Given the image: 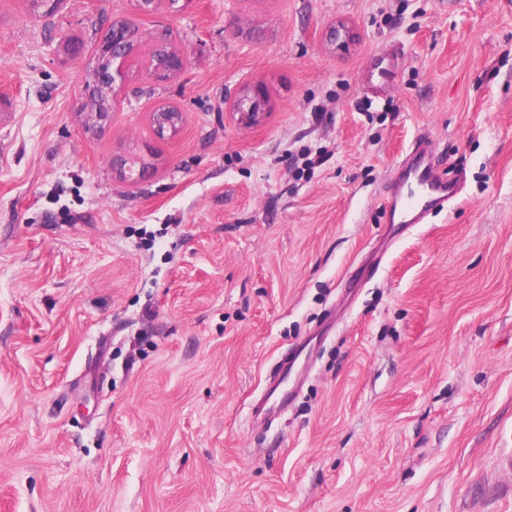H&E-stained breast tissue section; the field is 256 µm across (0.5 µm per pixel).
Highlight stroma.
<instances>
[{
    "mask_svg": "<svg viewBox=\"0 0 512 512\" xmlns=\"http://www.w3.org/2000/svg\"><path fill=\"white\" fill-rule=\"evenodd\" d=\"M115 18L186 65L88 132ZM422 141L460 188L391 223ZM511 452L512 0H0V512H512ZM371 91L376 94L384 90L393 81V72L386 57L376 56L373 59L371 70ZM261 101L260 93L253 91L250 95L246 94L239 98L235 104V114L240 125L251 126L257 124L262 118L263 112H259ZM294 361L289 365L287 359L286 361H283L278 365L274 381L265 394L264 405L261 408V411H271L286 406L288 404V400L291 397L293 385H289L288 376L289 373L291 372Z\"/></svg>",
    "mask_w": 512,
    "mask_h": 512,
    "instance_id": "stroma-1",
    "label": "stroma"
}]
</instances>
